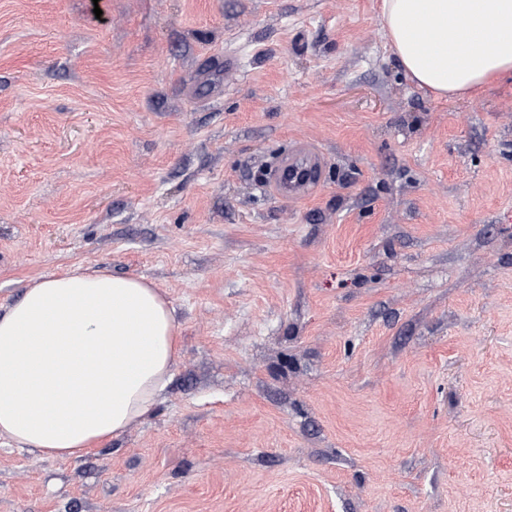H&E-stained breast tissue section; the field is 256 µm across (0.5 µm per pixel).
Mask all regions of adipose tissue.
Returning a JSON list of instances; mask_svg holds the SVG:
<instances>
[{"instance_id":"1","label":"adipose tissue","mask_w":512,"mask_h":512,"mask_svg":"<svg viewBox=\"0 0 512 512\" xmlns=\"http://www.w3.org/2000/svg\"><path fill=\"white\" fill-rule=\"evenodd\" d=\"M404 73L439 99L512 77V0H382ZM168 302L137 277L72 270L0 314V436L71 458L147 415L178 353Z\"/></svg>"}]
</instances>
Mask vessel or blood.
<instances>
[{"mask_svg": "<svg viewBox=\"0 0 512 512\" xmlns=\"http://www.w3.org/2000/svg\"><path fill=\"white\" fill-rule=\"evenodd\" d=\"M322 152L309 144L293 145L270 171L266 187L283 200H298L313 193L320 183Z\"/></svg>", "mask_w": 512, "mask_h": 512, "instance_id": "1", "label": "vessel or blood"}]
</instances>
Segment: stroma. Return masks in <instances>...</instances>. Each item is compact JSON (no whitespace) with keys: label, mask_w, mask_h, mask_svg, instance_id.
<instances>
[{"label":"stroma","mask_w":512,"mask_h":512,"mask_svg":"<svg viewBox=\"0 0 512 512\" xmlns=\"http://www.w3.org/2000/svg\"><path fill=\"white\" fill-rule=\"evenodd\" d=\"M379 2L0 0V311L105 270L180 339L121 436L0 437V512H512V79L434 98ZM322 152L310 144L293 145L270 171L266 188L283 200H298L313 193L320 183Z\"/></svg>","instance_id":"stroma-1"}]
</instances>
